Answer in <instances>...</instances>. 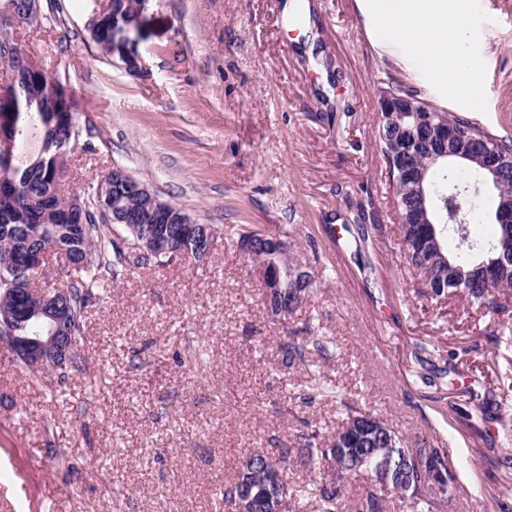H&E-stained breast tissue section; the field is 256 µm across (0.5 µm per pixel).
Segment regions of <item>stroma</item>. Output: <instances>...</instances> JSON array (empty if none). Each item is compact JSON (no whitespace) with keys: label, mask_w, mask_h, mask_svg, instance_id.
<instances>
[{"label":"stroma","mask_w":512,"mask_h":512,"mask_svg":"<svg viewBox=\"0 0 512 512\" xmlns=\"http://www.w3.org/2000/svg\"><path fill=\"white\" fill-rule=\"evenodd\" d=\"M150 0L144 72L83 38L92 0H61L26 28L38 62L81 105L62 189L91 193L113 166L217 234L202 262L124 272L90 308L85 369L60 381L0 342V512H224L218 495L260 448H291L303 423L328 445L348 407L407 448H443L454 488L439 512H512V291L498 310L424 295L405 266L378 100L418 79L391 63L358 0ZM477 107L448 109L512 141V0H472ZM371 201L365 256L344 222ZM286 240L317 291L269 315L240 253L244 229ZM333 339L321 372L337 398L305 405L302 371H279L286 332ZM208 354L188 364L190 348Z\"/></svg>","instance_id":"obj_1"}]
</instances>
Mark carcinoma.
<instances>
[{"label":"carcinoma","mask_w":512,"mask_h":512,"mask_svg":"<svg viewBox=\"0 0 512 512\" xmlns=\"http://www.w3.org/2000/svg\"><path fill=\"white\" fill-rule=\"evenodd\" d=\"M146 0H105L86 17V43L96 48L106 60H115L129 72L138 71L137 38ZM13 9L37 17L41 0H3L0 12ZM8 53L11 75L22 82L28 96L17 101L6 116L12 145L0 149V294L14 287L13 273L22 268L36 273L31 259L47 250L61 259L66 283L59 298L69 307L67 326L70 351L62 363L75 371L83 369V358L77 344L83 335L85 317L105 292V286L130 268L145 267L153 262L165 263L174 257L146 255L135 237L123 231L112 237V225L98 219L96 212L103 204L125 217L142 202L131 197H106L101 187L82 198L86 217L83 230L77 229L80 219L70 205L71 197L61 193L57 168L67 160L60 155L69 153L79 106L63 83L41 66H32L30 52L15 40L10 27L0 25V56ZM426 111L408 115L398 124L386 115H379L377 143L388 170L392 194L399 219L401 246L406 265L433 297H454L462 294L471 305L489 309L497 304L496 294L512 288V263L497 267L495 276L488 278L479 268L496 252L512 247V238L503 235L501 225L489 238L476 234L475 219L489 208L498 207L502 197L489 198L474 189L472 175L478 171L467 168L455 179L435 178L428 169L423 183L424 192L410 194L399 176L398 163L414 160V155L427 156L449 148L465 151L479 140L486 141L498 153L512 155V142L500 140L480 124L424 101ZM448 122L459 130L460 137L451 145L437 137L436 125ZM40 137L39 151L27 152L29 131ZM465 201L456 218H448L455 204ZM426 209L429 224L416 223L415 216ZM331 338L310 333L300 338L291 336L279 343L278 357L282 370L305 368L304 400L332 398L335 390L323 380L318 365L310 360L317 353L322 362L333 356ZM317 434L305 430L296 435L295 448L258 449L249 459L273 461L286 471L292 465L305 466L319 475L303 485L290 481L271 489L275 497L284 498V512H343L348 481L359 476L365 482L357 512H384L386 495L399 493L412 512H437L436 503L428 494L424 480L414 473L409 488L375 483L381 457H371L364 471L350 472L346 452L339 450L336 464L330 463L324 449L316 446ZM336 467V481L320 475L326 467Z\"/></svg>","instance_id":"1"}]
</instances>
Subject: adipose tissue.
<instances>
[{"label": "adipose tissue", "instance_id": "1", "mask_svg": "<svg viewBox=\"0 0 512 512\" xmlns=\"http://www.w3.org/2000/svg\"><path fill=\"white\" fill-rule=\"evenodd\" d=\"M388 54L440 93L478 97L481 67L469 54L471 0H361Z\"/></svg>", "mask_w": 512, "mask_h": 512}]
</instances>
